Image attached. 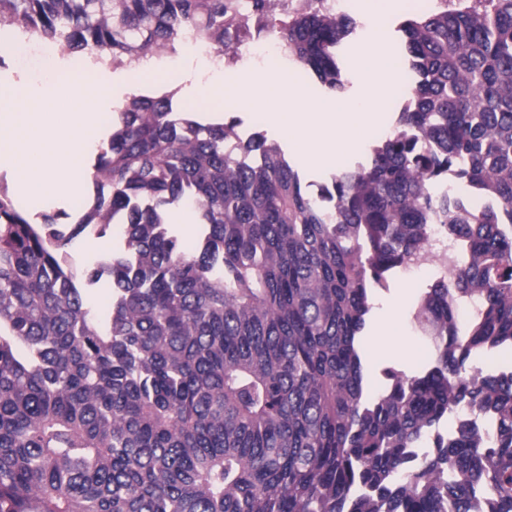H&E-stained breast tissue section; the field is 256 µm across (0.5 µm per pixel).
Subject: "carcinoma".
<instances>
[{"label": "carcinoma", "mask_w": 512, "mask_h": 512, "mask_svg": "<svg viewBox=\"0 0 512 512\" xmlns=\"http://www.w3.org/2000/svg\"><path fill=\"white\" fill-rule=\"evenodd\" d=\"M0 0V27L64 54L132 63L192 38L273 33L330 90L355 22L309 0ZM410 98L365 163L309 191L284 149L238 120L201 123L173 93L117 110L85 217L35 220L0 185V512H512V0L399 27ZM195 208L196 253L169 210ZM125 225V250L78 269L66 246ZM468 257L414 319L434 344L373 397L361 347L372 291L431 248ZM107 279L101 318L85 286ZM482 300L461 322L455 304ZM467 406L497 424L459 426ZM433 435L421 467L413 448ZM464 419L469 422L470 426L476 430V432L487 437L491 435L495 429V422L491 417L474 413L467 408H458L453 410L448 415L446 433L448 437H454L458 431V427L461 421Z\"/></svg>", "instance_id": "obj_1"}]
</instances>
